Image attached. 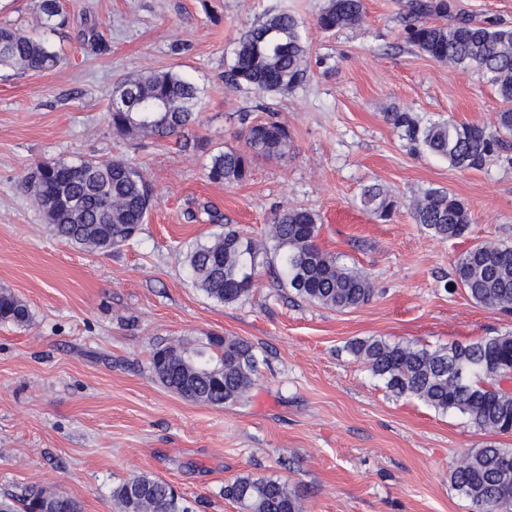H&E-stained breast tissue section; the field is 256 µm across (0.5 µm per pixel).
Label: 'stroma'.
I'll return each instance as SVG.
<instances>
[{
  "mask_svg": "<svg viewBox=\"0 0 512 512\" xmlns=\"http://www.w3.org/2000/svg\"><path fill=\"white\" fill-rule=\"evenodd\" d=\"M404 0H364L360 25L333 33L328 0H64L70 21L39 25L38 0H0V26L28 31L66 62L48 72L0 69V289L23 300V327L0 323V495L37 484L81 512H118L112 490L134 474L174 485L191 512H241L224 487L244 474L287 481L305 512H474L450 481L460 453L512 435L389 392L347 354L380 337L433 348L512 332V316L454 284V261L494 237L512 245V150L479 169L413 149L386 115L496 127L502 103L485 76L451 68L405 38ZM298 16L307 79L259 94L224 80L243 30L265 14ZM96 20L109 50L83 46ZM173 69L200 89L184 135L132 140L109 119L125 77ZM275 117L288 154L257 161L244 183L206 177L213 149H244L247 122ZM122 159L154 196L138 236L108 252L65 243L20 183L43 159ZM380 183L401 206L378 220L360 206ZM443 188L468 206L467 237L439 241L411 200ZM321 219L320 247L365 272L374 295L344 312L277 288L260 268L253 294L224 305L187 277L189 248L233 224L261 238L279 209ZM240 336L255 347L248 403L185 400L156 379L150 353L173 340Z\"/></svg>",
  "mask_w": 512,
  "mask_h": 512,
  "instance_id": "stroma-1",
  "label": "stroma"
}]
</instances>
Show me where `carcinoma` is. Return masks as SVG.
Here are the masks:
<instances>
[{
    "label": "carcinoma",
    "instance_id": "1",
    "mask_svg": "<svg viewBox=\"0 0 512 512\" xmlns=\"http://www.w3.org/2000/svg\"><path fill=\"white\" fill-rule=\"evenodd\" d=\"M45 27L66 23L61 0H39ZM409 41L431 59L463 69L475 68L496 88L503 108L495 131L452 120L421 123L410 112H388L386 119L404 131L412 144L457 169H479L486 159L512 142V27L478 21L461 12L454 0H405ZM363 0H328L317 19L326 32L361 23ZM452 17L449 25L433 22ZM83 45L104 52L107 44L95 25L84 24ZM308 45L301 21L280 11L270 13L242 33L225 81L257 93L281 92L306 78ZM61 57L26 31L0 27V67L23 73L54 69ZM141 111L110 108L112 128L127 137H168L185 132L197 119L199 88L172 69L156 70L121 81ZM248 151L220 150L210 156L207 178L224 185L245 182L259 159L288 154L290 135L275 120L257 121L244 133ZM25 192L45 212L60 240L90 250H112L132 241L152 208L142 174L123 160H46L23 178ZM362 209L380 219L398 208V199L376 183L364 187ZM414 222L432 237L454 240L469 229V210L456 195L440 188L425 190L412 203ZM321 225L312 210L282 209L265 239L224 225V231L193 245L184 264L194 285L223 304L249 297L256 286L259 258L282 288L297 298L343 311L370 300L373 285L363 271L339 261L318 244ZM455 281L476 303L512 313V245L485 242L462 252L454 265ZM29 307L0 289V322L25 326ZM346 351L397 396L423 400L442 413H459L476 429L512 434V389L503 386L512 373V332L451 342L428 349L381 338L355 339ZM151 366L169 390L209 406L245 401L258 380L253 345L238 336L206 337L190 347L166 344L153 349ZM453 487L471 500L476 512L512 510V448L488 443L461 455L451 476ZM226 497L243 512H302L301 497L279 479L238 476L225 486ZM120 512H188L168 483L135 474L112 490ZM0 512H80L67 496L31 486L19 496L0 499Z\"/></svg>",
    "mask_w": 512,
    "mask_h": 512
}]
</instances>
